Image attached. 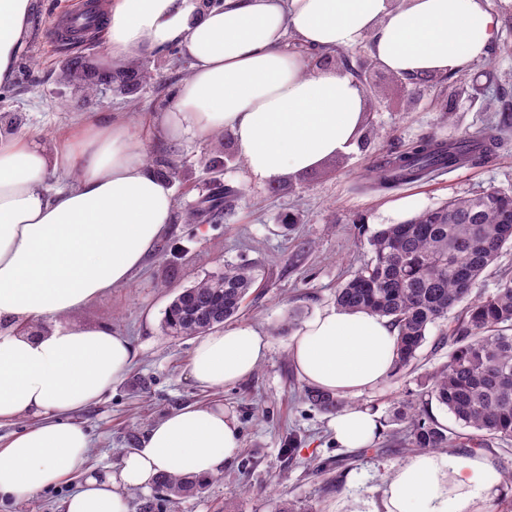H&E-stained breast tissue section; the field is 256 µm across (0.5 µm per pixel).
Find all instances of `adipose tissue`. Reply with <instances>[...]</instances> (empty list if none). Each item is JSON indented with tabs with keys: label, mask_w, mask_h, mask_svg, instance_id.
<instances>
[{
	"label": "adipose tissue",
	"mask_w": 512,
	"mask_h": 512,
	"mask_svg": "<svg viewBox=\"0 0 512 512\" xmlns=\"http://www.w3.org/2000/svg\"><path fill=\"white\" fill-rule=\"evenodd\" d=\"M30 11L31 0H0V85L13 76ZM103 30L113 62L171 47L189 61L157 121L167 141L230 132L250 175L275 183L358 146L365 90L315 56L364 45L374 64L415 81L486 59L500 22L484 0H112ZM56 173L67 184H52ZM174 205L128 118H97L47 142L0 133V422L29 421L0 448V498L30 497L80 470L65 512H127V494L157 475L208 478L237 457L235 417L188 405L153 423L116 468L82 467L92 443L71 416L124 377L135 349L122 331L72 316L129 282ZM396 335L388 319L332 306L303 322L288 349L307 384L353 397L390 376ZM270 349L258 327L231 325L203 336L188 373L203 389L231 386ZM330 426L340 447L357 449L381 423L351 405ZM498 484L483 453L426 451L391 467L379 512H483Z\"/></svg>",
	"instance_id": "ef3b65f1"
}]
</instances>
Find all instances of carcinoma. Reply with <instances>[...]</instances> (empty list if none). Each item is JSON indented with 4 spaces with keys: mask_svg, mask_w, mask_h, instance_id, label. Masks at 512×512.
<instances>
[{
    "mask_svg": "<svg viewBox=\"0 0 512 512\" xmlns=\"http://www.w3.org/2000/svg\"><path fill=\"white\" fill-rule=\"evenodd\" d=\"M156 76L149 64L135 60L114 73L112 82L126 92ZM493 143L490 136L448 143L423 139L380 165L376 187L389 190L450 170L490 152ZM511 243V195L493 190L451 198L377 230L370 238L371 261L336 289L337 306L370 311L396 328L395 376L414 365L430 327L450 322L442 337L451 346L448 362L432 375L427 398L403 399L394 407V419L404 425L412 451L486 448L495 439L512 440V280L491 295L471 297L482 273ZM254 282L246 264L196 282L168 305L163 330L197 336L206 327L223 325L237 316ZM305 397L324 412L346 404L318 389L306 390ZM432 399L471 432H448L426 410ZM156 486L180 498L199 492L203 483L162 473Z\"/></svg>",
    "mask_w": 512,
    "mask_h": 512,
    "instance_id": "carcinoma-1",
    "label": "carcinoma"
}]
</instances>
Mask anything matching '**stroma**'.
I'll use <instances>...</instances> for the list:
<instances>
[{"label": "stroma", "mask_w": 512, "mask_h": 512, "mask_svg": "<svg viewBox=\"0 0 512 512\" xmlns=\"http://www.w3.org/2000/svg\"><path fill=\"white\" fill-rule=\"evenodd\" d=\"M78 2L37 0L13 78L0 86V128L62 134L87 118L119 112L141 126L145 161L156 173L171 162L178 166L171 180L176 204L153 253L125 286L77 314L86 324L124 331L137 353L127 374L73 417L92 439L89 466L101 471L118 465L153 423L180 407L220 402L239 425V455L206 479L201 494L171 500L152 485L128 495V512H275L285 501L297 512H356L379 500L390 467L407 458L393 439V407L406 395L425 393L431 375L447 361L441 327L429 329L404 378H387L359 396V404L379 414L382 431L352 450L336 446L330 413L304 400L306 384L288 352L291 335L279 326L288 314L302 323L334 306L339 283L371 259V235L383 225L403 223L392 202L414 195L427 210L453 197L512 194V5L488 0L500 20L499 38L487 59L454 75L412 83L370 66L364 88L372 107L357 152L269 184L241 164L210 167L217 152L233 153L229 132L179 146L159 136L156 117L173 106L188 74L177 49L152 57L156 79L128 94L103 83L86 91L68 81L63 69L69 55L53 46L49 28ZM492 125L501 145L487 160L375 190L371 171L388 155L425 137L445 141ZM219 184L237 192L221 219L188 223L189 213ZM230 264L255 270L238 320L264 331L271 351L250 377L203 390L188 373L196 337L167 334L161 322L179 292ZM80 481L75 473L67 484L2 501L0 512H64V500Z\"/></svg>", "instance_id": "stroma-1"}]
</instances>
